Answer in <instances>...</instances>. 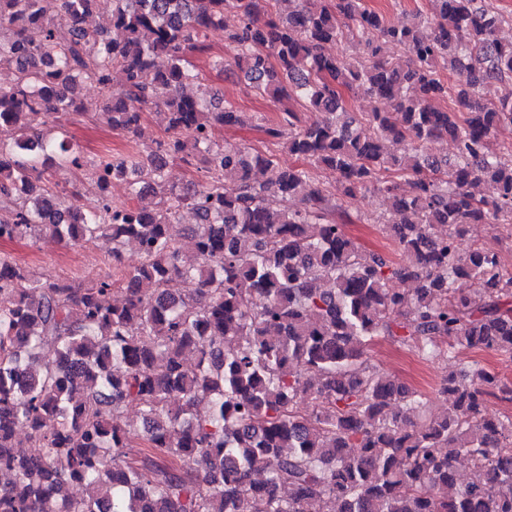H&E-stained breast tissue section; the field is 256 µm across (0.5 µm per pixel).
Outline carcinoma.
I'll list each match as a JSON object with an SVG mask.
<instances>
[{
	"mask_svg": "<svg viewBox=\"0 0 512 512\" xmlns=\"http://www.w3.org/2000/svg\"><path fill=\"white\" fill-rule=\"evenodd\" d=\"M40 2L0 0V68L15 75L0 88V240L101 245L114 261L134 243L141 262L76 283L0 257V512H512V414L484 409L497 392L512 402V387L450 368L437 389L447 406L426 418L425 395L366 359L383 338L424 359L478 348L512 360V268L491 248L459 249L471 224H512V143L489 151L512 127V96L495 91L512 82V44L498 38L512 14L429 0L395 25L363 0H110V35L83 26L105 0H63L58 20ZM220 26L259 94L321 118L285 108L269 121L185 94L199 79L188 54ZM341 42L362 53L329 52ZM81 80L100 87L112 131L144 137L155 108L167 139L90 158L63 130L44 139L85 110ZM359 95L369 111H352ZM218 130L258 132L292 162L218 144ZM438 140L454 155L430 153ZM171 160L208 182L177 188ZM54 165L90 171L97 212L58 189ZM320 167L336 171V192L313 179ZM114 180L139 203L113 205ZM364 193L385 201L371 221L400 259L336 218ZM184 208L198 218L188 265ZM176 278L195 295L171 293ZM127 405L143 414L136 434L118 422ZM73 484L85 494L69 496Z\"/></svg>",
	"mask_w": 512,
	"mask_h": 512,
	"instance_id": "carcinoma-1",
	"label": "carcinoma"
}]
</instances>
